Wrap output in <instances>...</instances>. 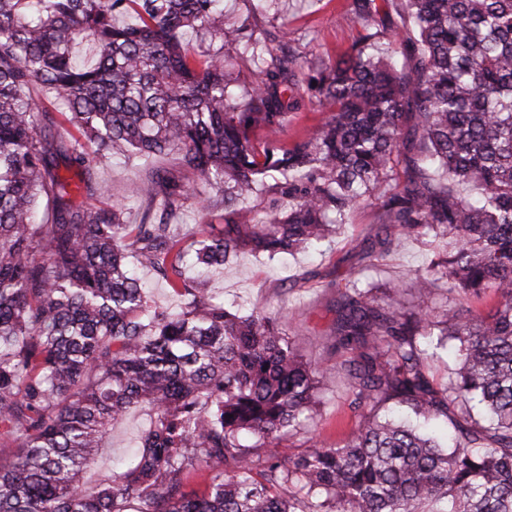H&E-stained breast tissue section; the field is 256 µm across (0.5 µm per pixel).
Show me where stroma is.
<instances>
[{"mask_svg": "<svg viewBox=\"0 0 512 512\" xmlns=\"http://www.w3.org/2000/svg\"><path fill=\"white\" fill-rule=\"evenodd\" d=\"M352 0H265L262 9H255L251 0H224V10L232 17L253 13L265 22L287 24L290 45L300 55L314 53L338 56L345 53L358 34L351 20ZM158 169L177 171L174 156L144 159L138 156L100 164L93 171V185H103L108 196L80 192L74 202L84 207L102 206L110 200L125 204L126 221L140 223L148 203L140 188ZM371 209L353 214L324 253L300 252L272 263L251 252L243 251L223 268L211 273L209 286L226 307L274 311L285 309L284 330L297 344L306 360L322 366H334L340 359L329 346L336 319V285L350 277H364L377 283L405 279L408 270L424 266L430 252L420 243L408 240L377 267L358 265L356 254L363 241L372 237L376 227ZM344 373H337L318 393V404L310 427L284 436L277 451L290 457L317 438L331 445L343 443L352 423L345 406ZM144 423L142 413H131L108 437L96 463L87 471V482L109 467L113 459L128 452Z\"/></svg>", "mask_w": 512, "mask_h": 512, "instance_id": "1", "label": "stroma"}]
</instances>
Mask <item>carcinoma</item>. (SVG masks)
I'll use <instances>...</instances> for the list:
<instances>
[{"instance_id":"carcinoma-1","label":"carcinoma","mask_w":512,"mask_h":512,"mask_svg":"<svg viewBox=\"0 0 512 512\" xmlns=\"http://www.w3.org/2000/svg\"><path fill=\"white\" fill-rule=\"evenodd\" d=\"M352 13L350 51L304 66L288 26L255 39L224 0H0V512H512V0ZM86 41L97 51L79 63ZM34 84L80 133L69 147ZM305 92L327 117L284 145ZM132 154L174 155L191 178L156 170L140 224L73 202L60 166L87 186L94 160ZM206 188L224 227L189 252L170 218L189 199L209 215ZM263 190L288 210L258 220L242 201ZM365 206L361 256L432 247L410 278L448 302L346 280L330 348L355 423L284 461L273 446L304 428L333 369L303 359L283 313L227 309L185 270L319 247ZM135 263L177 307L150 304ZM489 294V310L470 306ZM140 405L135 451L87 488Z\"/></svg>"}]
</instances>
